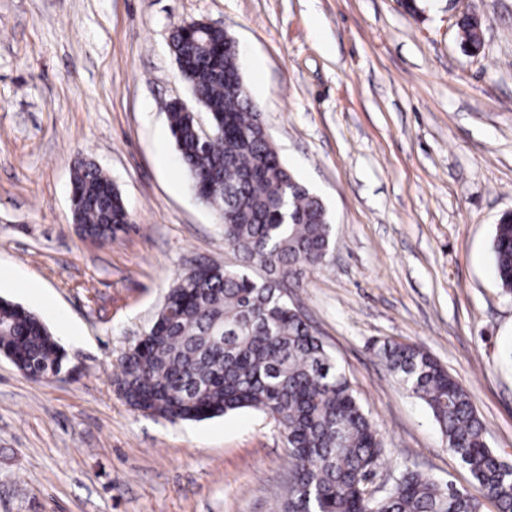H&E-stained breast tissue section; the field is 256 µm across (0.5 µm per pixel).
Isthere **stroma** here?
Listing matches in <instances>:
<instances>
[{
    "instance_id": "35a3bbf8",
    "label": "stroma",
    "mask_w": 512,
    "mask_h": 512,
    "mask_svg": "<svg viewBox=\"0 0 512 512\" xmlns=\"http://www.w3.org/2000/svg\"><path fill=\"white\" fill-rule=\"evenodd\" d=\"M0 0V298L32 311L81 374L34 381L0 356V512H279L288 448L243 409L170 423L113 386L194 259L234 265L181 165L165 105L190 101L174 25L206 21L283 162L333 226L326 265L288 294L350 377L387 456L474 490L427 406L375 356L425 348L512 464V295L492 239L512 210V0ZM485 25L462 49L457 23ZM89 159L132 222L82 239L69 196Z\"/></svg>"
}]
</instances>
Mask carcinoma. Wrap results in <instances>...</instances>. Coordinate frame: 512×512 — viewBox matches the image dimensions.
Returning <instances> with one entry per match:
<instances>
[{"instance_id":"1","label":"carcinoma","mask_w":512,"mask_h":512,"mask_svg":"<svg viewBox=\"0 0 512 512\" xmlns=\"http://www.w3.org/2000/svg\"><path fill=\"white\" fill-rule=\"evenodd\" d=\"M465 51L484 47L474 17L458 23ZM170 50L186 64L185 81L211 127L167 106L171 135L199 199L215 214L241 212L224 241L241 266L217 264L180 275L142 343L121 355L114 384L133 410L169 422L200 421L252 409L272 417L289 451L293 489L280 512H480L479 497L403 469L390 491L367 496L386 448L351 381L282 287L303 267L328 259L332 225L322 200L280 160L249 97L228 90L238 71L224 30L192 21L172 30ZM72 219L85 239L112 243L128 209L92 161L75 164ZM496 276L512 294V217L493 238ZM258 267L253 279L242 267ZM375 354L403 388L430 410L448 448L498 512H512V466L489 448L486 428L464 387L423 347L385 340ZM31 379L59 375L68 355L28 309L0 299V356Z\"/></svg>"}]
</instances>
